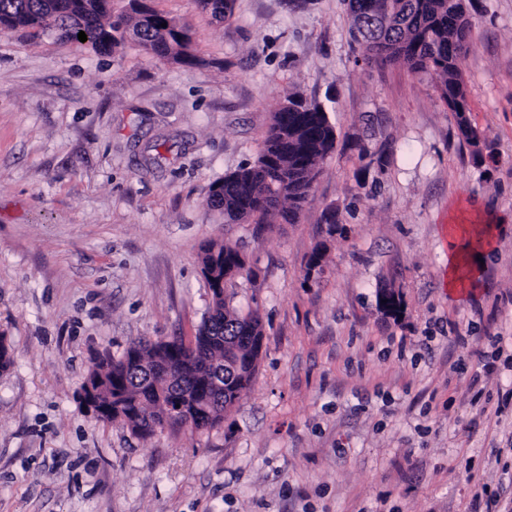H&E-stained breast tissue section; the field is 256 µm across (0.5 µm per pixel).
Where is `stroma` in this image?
Listing matches in <instances>:
<instances>
[{"instance_id": "stroma-1", "label": "stroma", "mask_w": 512, "mask_h": 512, "mask_svg": "<svg viewBox=\"0 0 512 512\" xmlns=\"http://www.w3.org/2000/svg\"><path fill=\"white\" fill-rule=\"evenodd\" d=\"M153 5L191 24L204 65L0 35V512H473L485 484L512 500V416L492 411L512 390V0L467 4L477 145L430 76L364 62L344 0H236L222 23ZM292 91L323 105L334 152L297 223H225L206 188L256 160ZM482 220L461 298L448 226ZM227 237L252 273L226 299L265 336L223 425L141 438L94 418L93 363L192 335L212 302L201 252Z\"/></svg>"}]
</instances>
